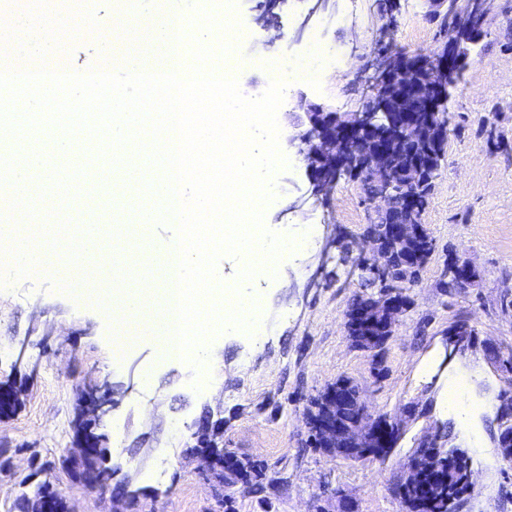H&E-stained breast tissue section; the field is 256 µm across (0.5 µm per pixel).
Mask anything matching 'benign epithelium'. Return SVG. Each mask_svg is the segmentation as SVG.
<instances>
[{
  "instance_id": "benign-epithelium-1",
  "label": "benign epithelium",
  "mask_w": 512,
  "mask_h": 512,
  "mask_svg": "<svg viewBox=\"0 0 512 512\" xmlns=\"http://www.w3.org/2000/svg\"><path fill=\"white\" fill-rule=\"evenodd\" d=\"M427 17L431 21L448 15L449 10L462 12L466 19V37L448 36L438 48L413 54L384 53L380 56L371 80V91L379 104L360 112L339 113L322 105L299 101L281 113V122L288 127V148L295 151L308 177V195L326 196L344 173L358 176L361 184L377 190L368 195L378 202L370 212L367 238L372 243L371 257L359 259L362 270L373 277L399 263L409 266L414 260L413 245L424 237V225L419 221L417 205L410 197L401 196L403 187L415 188L427 180H435L439 166L432 148L448 134L447 103L466 70L470 50L478 44L493 0H472L461 10V0H426ZM287 0H260L255 5L256 20L268 25L267 18L277 16ZM422 94L432 98L431 111L417 114L416 101ZM409 144L418 159L397 166V151ZM386 225L385 234L375 225ZM475 274L469 259L454 260L449 275L458 287H468ZM408 308V302L396 290H389L368 299L353 312L356 322L364 327H378L393 332L396 322ZM474 333L461 322L449 333L447 355L450 357L472 348ZM83 419L91 430L100 425L102 416L112 409V383L105 380L83 393ZM195 429L212 436L209 443L200 444L187 453L205 473L220 465L234 467L238 457L224 453V421L206 415ZM314 444L338 457L365 461L377 448H394L401 436L400 423L377 417L366 406L362 388L349 394L345 385L336 382L326 388L322 399V419L314 422ZM448 434L441 429L425 435L421 447L425 455L408 459L403 464L406 478L403 484L413 488L421 484L426 471L434 468L438 457L447 451ZM500 455L512 458V424H500L496 435ZM91 453L90 443L82 435L74 439L66 458L76 464ZM116 470L83 472L80 483L112 497V512H134L137 492L126 480L119 488L112 486Z\"/></svg>"
}]
</instances>
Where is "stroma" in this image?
<instances>
[{"mask_svg":"<svg viewBox=\"0 0 512 512\" xmlns=\"http://www.w3.org/2000/svg\"><path fill=\"white\" fill-rule=\"evenodd\" d=\"M96 28L49 60L88 70L112 58L102 37L127 0H85ZM255 0H237L240 22L234 54L241 92L260 95L270 78L256 62L271 57L279 68L303 65L314 45L336 49L343 64L320 88L293 84L295 95L336 112L360 111L369 94L365 65L376 56L378 33L392 27L394 49L436 48L437 28L425 0H400L393 18L377 0H337L335 11L309 17L310 0H290L274 26L254 21ZM495 0L489 34L472 53L463 80L448 102L451 132L424 222L435 250L410 306L384 346V371L373 378L371 353L346 336L349 300L362 292L359 253L370 204L361 183L341 175L325 202L294 208L305 190L304 166L289 156L278 173L264 223L276 233H316L310 247L282 256L275 276L239 283L262 308L257 335L227 329L211 343V372L194 387L196 370L161 360L152 340L117 353L112 318L100 308L60 292L50 274L17 281L0 291V380L27 377L23 406L0 420L10 464L0 471V512H11L22 491L40 481L32 461L50 463L56 485L79 501L82 512H110L108 496L75 484L61 467L73 441L74 407L84 382L109 380L116 401L101 422L111 464L141 489L145 512H224L195 463L181 460L191 426L206 414L224 419V446L262 461V489L234 485L235 512H405L392 489L403 464L434 425L451 424L452 446L468 457L475 489L463 512H512V462L501 459L491 436L499 396L512 393V373L495 355L512 353V49L504 44L507 8ZM470 258L476 277L455 293L442 283L453 254ZM465 320L475 331L471 350L446 359L448 331ZM362 384L372 411L400 421L399 443L385 462L328 456L307 446V399L337 378ZM466 378L462 408L448 407V385Z\"/></svg>","mask_w":512,"mask_h":512,"instance_id":"35a3bbf8","label":"stroma"}]
</instances>
